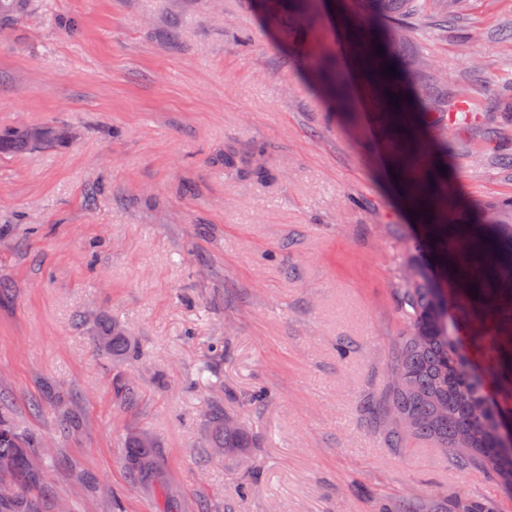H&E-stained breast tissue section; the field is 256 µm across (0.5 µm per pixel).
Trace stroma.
Listing matches in <instances>:
<instances>
[{"instance_id":"stroma-1","label":"stroma","mask_w":512,"mask_h":512,"mask_svg":"<svg viewBox=\"0 0 512 512\" xmlns=\"http://www.w3.org/2000/svg\"><path fill=\"white\" fill-rule=\"evenodd\" d=\"M369 36L328 17L285 48L244 0H38L0 32V130L71 131L0 153V400L52 450L41 512H84L94 494L96 512H437L460 493L512 512L434 445L390 447L365 408L388 384L422 230L351 51ZM398 48L431 62L435 92H467L448 128L457 200H512V167L480 146L485 128L512 130V0H450L445 31L411 20ZM331 58L355 122L310 76ZM259 146L274 181L225 170V153ZM107 318L133 359L97 355ZM215 405L252 447L203 456ZM133 431L159 440L160 482H131Z\"/></svg>"}]
</instances>
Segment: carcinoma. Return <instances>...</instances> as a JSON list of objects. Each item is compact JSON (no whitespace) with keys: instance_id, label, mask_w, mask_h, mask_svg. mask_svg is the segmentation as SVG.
I'll list each match as a JSON object with an SVG mask.
<instances>
[{"instance_id":"carcinoma-1","label":"carcinoma","mask_w":512,"mask_h":512,"mask_svg":"<svg viewBox=\"0 0 512 512\" xmlns=\"http://www.w3.org/2000/svg\"><path fill=\"white\" fill-rule=\"evenodd\" d=\"M325 0H258V12L290 41L299 33H313L323 23ZM428 0H350L371 26L382 54L372 55L368 68L377 76L375 92L383 116L417 128L433 147L430 168L419 179L439 205L438 224L423 227L425 241L413 244L397 288L399 312L406 323L398 337L388 370V387L381 400L367 409L383 418L392 445L406 447L426 440L443 449L459 469L476 468L512 488V445L501 428L512 421V200L485 203L468 210L448 207L449 103L464 99L462 89L448 97L429 98L417 92L426 67L406 70L395 51V34ZM35 0H0V29L28 18ZM391 66L396 74L384 75ZM328 94L336 91V61L315 74ZM65 129L42 125L19 131H0V153L39 145L63 143ZM458 236L448 241V223ZM476 288L472 293L469 288ZM466 330L470 351L495 365L492 383L497 401L484 395L486 381L469 373L462 354L460 330ZM99 351L112 357L132 352L127 336L106 325L96 336ZM212 450L245 448L248 433L228 413L213 407L207 414ZM158 444L131 434L125 467L140 481L158 474ZM43 442L19 430L0 410V512H38L37 496L48 495L44 481ZM447 512H494L463 495L448 503Z\"/></svg>"}]
</instances>
